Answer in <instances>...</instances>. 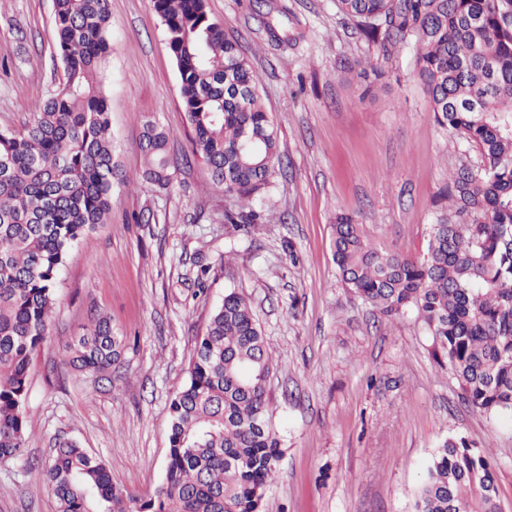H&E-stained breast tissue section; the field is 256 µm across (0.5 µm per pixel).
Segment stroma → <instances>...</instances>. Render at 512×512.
I'll list each match as a JSON object with an SVG mask.
<instances>
[{
	"label": "stroma",
	"mask_w": 512,
	"mask_h": 512,
	"mask_svg": "<svg viewBox=\"0 0 512 512\" xmlns=\"http://www.w3.org/2000/svg\"><path fill=\"white\" fill-rule=\"evenodd\" d=\"M260 77L282 172L270 219L229 234L235 200L190 158L176 62L152 0H110L103 90L118 177L107 223L70 249L47 341L34 353L26 460L75 441L112 483L145 496L162 483L171 399L194 339L227 289L250 301L274 356L269 393L282 457L264 512H412L438 444L473 442L512 512V416L472 409L416 312L389 321L339 279L332 224L352 216L373 246L423 258L449 176L475 148L441 127L417 77V46L381 56L336 0H205ZM381 60L384 78L357 61ZM64 78L53 0H0V131L21 129ZM186 158L171 187L142 181L145 119ZM126 341L117 376L65 366L90 313ZM26 460L0 459V512H57Z\"/></svg>",
	"instance_id": "1"
}]
</instances>
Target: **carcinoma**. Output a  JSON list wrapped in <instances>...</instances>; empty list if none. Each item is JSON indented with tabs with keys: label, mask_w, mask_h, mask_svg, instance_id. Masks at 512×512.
Returning a JSON list of instances; mask_svg holds the SVG:
<instances>
[{
	"label": "carcinoma",
	"mask_w": 512,
	"mask_h": 512,
	"mask_svg": "<svg viewBox=\"0 0 512 512\" xmlns=\"http://www.w3.org/2000/svg\"><path fill=\"white\" fill-rule=\"evenodd\" d=\"M386 53L411 37L438 124L480 156L448 179V210L413 259L367 243L353 217L332 225L341 281L378 313L414 310L464 401L512 413V0H336ZM181 77L192 155L236 197L234 232L265 219L257 197L280 162L273 116L238 41L205 0H153ZM63 82L21 129L0 132V456L23 457L32 354L49 336L56 279L72 246L106 223L117 165L102 89L108 0H54ZM169 135L143 123V181L164 190L177 164ZM125 339L93 314L64 364L110 374ZM273 358L248 300L231 290L197 337L186 385L171 400L165 478L137 499L106 466L61 441L42 467L58 512H263L281 459L268 381ZM412 512H501L488 459L463 437L442 441Z\"/></svg>",
	"instance_id": "obj_1"
}]
</instances>
